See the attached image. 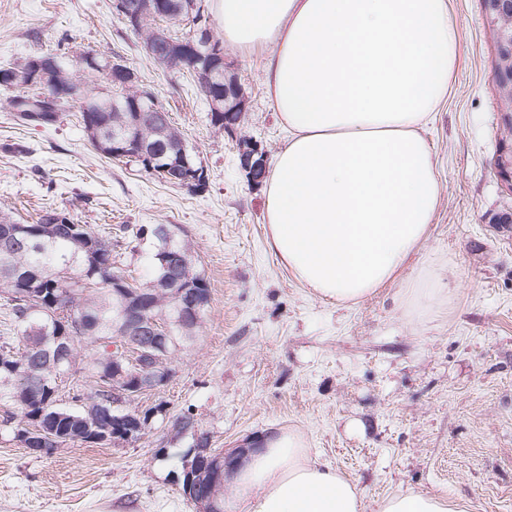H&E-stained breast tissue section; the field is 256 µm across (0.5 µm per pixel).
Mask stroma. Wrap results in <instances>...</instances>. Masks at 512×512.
Returning a JSON list of instances; mask_svg holds the SVG:
<instances>
[{"mask_svg": "<svg viewBox=\"0 0 512 512\" xmlns=\"http://www.w3.org/2000/svg\"><path fill=\"white\" fill-rule=\"evenodd\" d=\"M455 79L424 136L442 195L427 245L406 277L439 269L448 296L409 310L403 284L352 306L319 299L266 245L262 189L238 143L274 158L288 132L264 84L268 47L224 51V74L247 99L233 133H213L200 93L148 58L112 0H0V66L89 47L120 57L151 88L206 169L191 191L103 158L76 108L35 127L0 87V209L27 222L45 208L107 232L164 224L191 245L210 286L200 335L155 394L169 415L192 411L214 448L233 456L278 430L355 482L364 512L398 492L447 496L466 512H512V239L490 220L512 210L493 171L502 125L496 54L481 0H450ZM119 270L146 283L156 241L121 240ZM192 439L155 429L124 447L60 448L48 458L0 438V512H196L181 485ZM240 166L255 185L262 183L266 172V154L255 141L242 140L238 145Z\"/></svg>", "mask_w": 512, "mask_h": 512, "instance_id": "35a3bbf8", "label": "stroma"}]
</instances>
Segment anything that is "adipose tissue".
Wrapping results in <instances>:
<instances>
[{
    "label": "adipose tissue",
    "mask_w": 512,
    "mask_h": 512,
    "mask_svg": "<svg viewBox=\"0 0 512 512\" xmlns=\"http://www.w3.org/2000/svg\"><path fill=\"white\" fill-rule=\"evenodd\" d=\"M227 47L267 45L269 98L288 129L264 181L267 246L318 297L347 305L405 282L435 301V271L403 281L440 204L423 136L455 77L448 0H216ZM226 512H363L357 485L310 458L293 431L230 466ZM379 512H465L440 495L395 493Z\"/></svg>",
    "instance_id": "obj_1"
}]
</instances>
